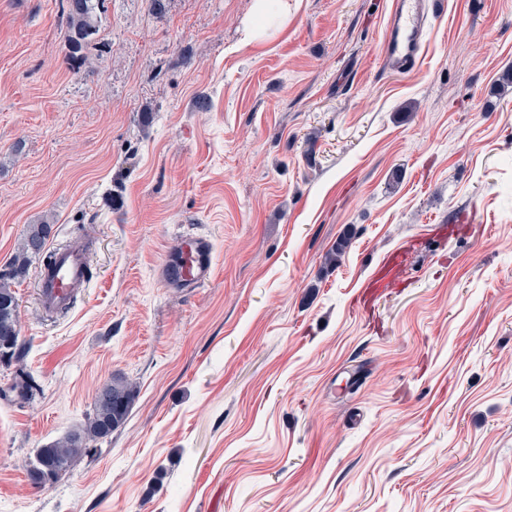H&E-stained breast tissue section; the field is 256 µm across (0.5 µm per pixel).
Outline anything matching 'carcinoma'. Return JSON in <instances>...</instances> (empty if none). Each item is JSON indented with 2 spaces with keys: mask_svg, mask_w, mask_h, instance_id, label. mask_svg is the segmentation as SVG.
<instances>
[{
  "mask_svg": "<svg viewBox=\"0 0 512 512\" xmlns=\"http://www.w3.org/2000/svg\"><path fill=\"white\" fill-rule=\"evenodd\" d=\"M96 0H59V8L66 17L63 39L67 49V64L71 68L80 67L84 60V49L95 28ZM51 234V225L32 224L5 269L0 270V299L16 301L12 282L27 272L32 260L39 256ZM19 336L18 307H0V351H9V358L19 360L22 344ZM138 393L136 384L124 377H114L103 386L99 395L102 399L93 400L91 409L80 426L58 440L37 450L35 461L46 456L57 462L63 472H68L74 461L93 451V444L108 437L121 427L130 412Z\"/></svg>",
  "mask_w": 512,
  "mask_h": 512,
  "instance_id": "cac0c4a2",
  "label": "carcinoma"
}]
</instances>
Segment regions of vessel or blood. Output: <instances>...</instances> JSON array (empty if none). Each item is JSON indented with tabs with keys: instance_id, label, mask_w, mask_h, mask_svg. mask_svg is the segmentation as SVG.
<instances>
[{
	"instance_id": "b4317fda",
	"label": "vessel or blood",
	"mask_w": 512,
	"mask_h": 512,
	"mask_svg": "<svg viewBox=\"0 0 512 512\" xmlns=\"http://www.w3.org/2000/svg\"><path fill=\"white\" fill-rule=\"evenodd\" d=\"M428 15V0H392L381 46L386 71L401 73L420 64ZM213 273V244L205 236L182 241L177 253L167 256L160 267V275L167 284L189 288L206 284ZM87 279L86 247L82 242H71L57 250L37 274L41 305L49 311L68 309Z\"/></svg>"
}]
</instances>
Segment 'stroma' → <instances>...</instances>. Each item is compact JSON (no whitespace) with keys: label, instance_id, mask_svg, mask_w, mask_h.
I'll list each match as a JSON object with an SVG mask.
<instances>
[{"label":"stroma","instance_id":"stroma-1","mask_svg":"<svg viewBox=\"0 0 512 512\" xmlns=\"http://www.w3.org/2000/svg\"><path fill=\"white\" fill-rule=\"evenodd\" d=\"M389 8L103 0L72 70L58 0H0V267L42 222L90 256L68 312L13 283L0 512H512V0H440L404 73ZM195 235L214 277L164 284ZM115 376L125 424L34 486Z\"/></svg>","mask_w":512,"mask_h":512}]
</instances>
